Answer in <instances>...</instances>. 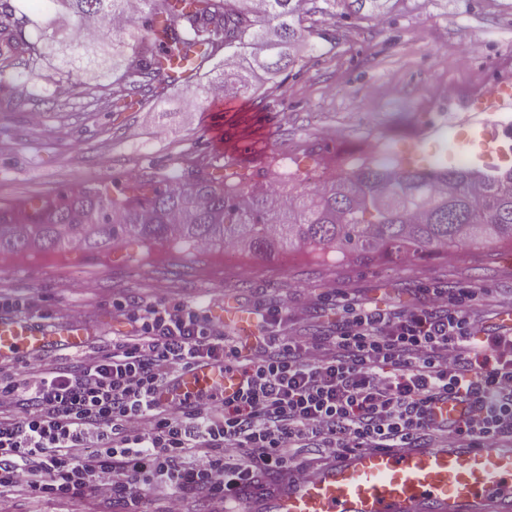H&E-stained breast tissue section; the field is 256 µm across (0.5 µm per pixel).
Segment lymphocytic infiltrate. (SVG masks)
Returning <instances> with one entry per match:
<instances>
[{
	"mask_svg": "<svg viewBox=\"0 0 512 512\" xmlns=\"http://www.w3.org/2000/svg\"><path fill=\"white\" fill-rule=\"evenodd\" d=\"M478 286L428 288L379 308L337 296L330 334L282 328V307L246 338L207 307L115 303L126 331L72 366L0 359V512L89 494L112 512H223L241 481L307 478L356 449L512 443V327L486 328ZM203 362L237 375L233 395L165 398Z\"/></svg>",
	"mask_w": 512,
	"mask_h": 512,
	"instance_id": "obj_1",
	"label": "lymphocytic infiltrate"
}]
</instances>
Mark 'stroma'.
I'll return each mask as SVG.
<instances>
[{
  "instance_id": "stroma-1",
  "label": "stroma",
  "mask_w": 512,
  "mask_h": 512,
  "mask_svg": "<svg viewBox=\"0 0 512 512\" xmlns=\"http://www.w3.org/2000/svg\"><path fill=\"white\" fill-rule=\"evenodd\" d=\"M383 18L380 27L312 16L327 37L299 46V66L249 96L223 99L218 109L193 87L122 112L94 108L87 98L57 93L64 61L49 47L35 69L21 59L0 64V204L85 186L132 197L161 168L186 179L231 174L240 187L261 186L274 180L280 152L336 173L350 154L388 134L398 156L426 167L468 166L478 122L428 137L409 136V124L450 82L467 94L472 82L512 65V0H386ZM90 45L95 59L79 80L96 88L112 80V38L103 32ZM234 252L240 263L228 268L218 247L126 242L101 253L34 250L0 257V294L32 299V314L52 325L59 309L79 310L78 325L108 339L124 329L112 303L128 296L203 304L219 322L228 306L250 316L285 303L316 336L326 334L339 292L382 308L426 286L472 284L512 310V263L501 261L503 249L493 243L355 265L337 262L332 250L300 252L292 261L283 251L258 256L240 245Z\"/></svg>"
}]
</instances>
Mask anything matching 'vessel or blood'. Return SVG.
Returning a JSON list of instances; mask_svg holds the SVG:
<instances>
[{"mask_svg":"<svg viewBox=\"0 0 512 512\" xmlns=\"http://www.w3.org/2000/svg\"><path fill=\"white\" fill-rule=\"evenodd\" d=\"M49 336L34 317L0 316V358L37 353ZM176 387L228 395L238 379L198 363ZM238 495L247 512H512V447L360 450L303 480L280 474L244 482Z\"/></svg>","mask_w":512,"mask_h":512,"instance_id":"1","label":"vessel or blood"}]
</instances>
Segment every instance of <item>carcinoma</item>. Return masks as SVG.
<instances>
[{
  "instance_id": "1",
  "label": "carcinoma",
  "mask_w": 512,
  "mask_h": 512,
  "mask_svg": "<svg viewBox=\"0 0 512 512\" xmlns=\"http://www.w3.org/2000/svg\"><path fill=\"white\" fill-rule=\"evenodd\" d=\"M73 36L59 41L69 69L62 83L76 90L82 68L80 33L116 21L112 33L111 96L96 102L119 112L125 99L147 100L191 84L173 77L159 54L194 65L214 88L237 97L261 80L294 68L297 44L326 34L305 24L321 11L343 19L380 14V0H64ZM367 15H362V10ZM47 27L19 4L0 0V56H41ZM468 167L412 168L363 160L314 188L272 204L269 190H230L210 178L186 180L169 170L161 187L141 197H113L83 187L60 199L40 198L0 206V254L37 247L45 253L77 241L86 249L136 239L223 246L244 243L257 255L276 248L347 256L395 250L411 255L448 252L463 242L512 244V168L473 179Z\"/></svg>"
}]
</instances>
